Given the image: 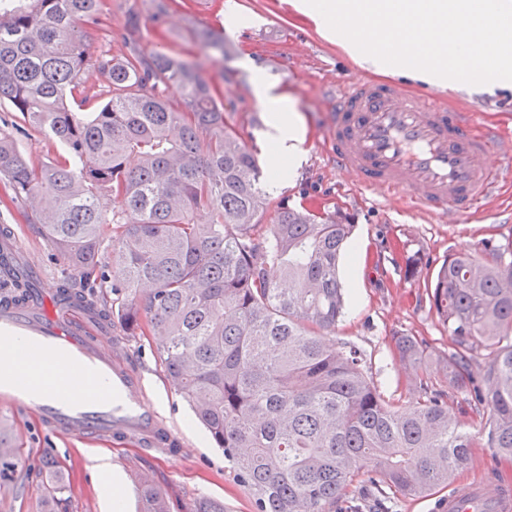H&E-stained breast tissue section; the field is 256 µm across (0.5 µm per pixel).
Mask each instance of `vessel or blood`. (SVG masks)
I'll return each instance as SVG.
<instances>
[{
    "label": "vessel or blood",
    "mask_w": 512,
    "mask_h": 512,
    "mask_svg": "<svg viewBox=\"0 0 512 512\" xmlns=\"http://www.w3.org/2000/svg\"><path fill=\"white\" fill-rule=\"evenodd\" d=\"M329 159L357 186L396 194L456 222L483 205L503 178L491 155L512 153V142L476 126L472 114L452 110L431 93H411L395 83L356 76L330 100ZM56 298L33 294L26 305L0 308V338H22L40 364H69L92 372L107 386L68 399L45 385L5 375L13 361L0 352V399L37 410L62 436H147L163 445L169 430L134 394L128 366L91 344L73 315L58 316ZM444 512H512V496L485 484L458 488Z\"/></svg>",
    "instance_id": "vessel-or-blood-1"
}]
</instances>
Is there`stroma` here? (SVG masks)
Returning <instances> with one entry per match:
<instances>
[{"mask_svg": "<svg viewBox=\"0 0 512 512\" xmlns=\"http://www.w3.org/2000/svg\"><path fill=\"white\" fill-rule=\"evenodd\" d=\"M250 28L226 29L225 0H175L163 24L146 22L140 43L147 50L178 52L199 63L216 81L224 104L233 112L246 142L266 160V114L255 91V73L288 95L306 124L305 162L294 178L269 192L263 223H272L279 207L309 202L350 216L352 250L343 252L339 274L346 310L336 339L364 353L366 371L385 398L410 405L422 398L418 383L401 372L392 338L407 334L425 341L426 363L434 365L448 348V331L430 311L426 289L448 254L480 251L487 240L512 241V177L501 182L488 204L455 224H444L404 198L354 186L327 158V131L333 116L328 92L336 82L359 75L360 67L335 41L300 14L292 0H238ZM149 14L150 0H111L105 38L95 52L125 51L124 18L128 9ZM214 28L224 33L227 55L216 63L194 45L190 33ZM454 108L475 114L512 141V92L483 93L469 85L444 89ZM0 227L28 262L41 284L54 292L61 264L36 225L27 223L22 206L0 202ZM417 273L405 275L407 263ZM100 344L122 359L137 381L135 393L171 432L172 446L146 440L76 441L47 427L38 412L0 402V446L10 449L17 470L0 481V512H107L102 484L112 472L125 481L126 512H138L140 480H148L168 499L171 512H189L200 498L223 501L227 512H253L247 488L222 450L214 448L177 390L168 381L157 345L150 336L129 335L120 324L94 321ZM474 462L464 481L485 480L512 486V462L493 457L490 448L472 450Z\"/></svg>", "mask_w": 512, "mask_h": 512, "instance_id": "1", "label": "stroma"}]
</instances>
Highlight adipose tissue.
Listing matches in <instances>:
<instances>
[{"instance_id":"adipose-tissue-1","label":"adipose tissue","mask_w":512,"mask_h":512,"mask_svg":"<svg viewBox=\"0 0 512 512\" xmlns=\"http://www.w3.org/2000/svg\"><path fill=\"white\" fill-rule=\"evenodd\" d=\"M254 85L259 100L270 115L267 133L272 187L293 178L304 159L302 144L305 123L288 96L278 93L263 75H255Z\"/></svg>"}]
</instances>
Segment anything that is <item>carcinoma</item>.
Returning <instances> with one entry per match:
<instances>
[{
  "mask_svg": "<svg viewBox=\"0 0 512 512\" xmlns=\"http://www.w3.org/2000/svg\"><path fill=\"white\" fill-rule=\"evenodd\" d=\"M105 6L0 0V102L61 147L35 162L18 150V129L0 126V185L62 261L57 297L81 305L75 279H112V307L87 311L157 338L168 381L224 450L254 512H333L360 483L389 512V492L420 497L447 486L478 445L448 417L447 392L421 375L424 397L394 404L366 375L362 353L336 342L338 258L350 218L283 206L274 223H261L268 202L259 161L229 122L217 84L177 54L145 51L135 10L126 13L125 54L94 53ZM194 38L224 61V33L197 30ZM91 72L109 100L76 112L69 100L90 102ZM114 196L124 207L111 213ZM105 224L115 237L108 267L99 259ZM509 256L512 246L492 240L477 255L451 253L426 291L448 330L436 371L465 394L486 447L507 461ZM14 285L7 304L25 303L39 287ZM394 344L402 369L418 373L424 342L401 335ZM139 495L141 512H169L154 486Z\"/></svg>",
  "mask_w": 512,
  "mask_h": 512,
  "instance_id": "cac0c4a2",
  "label": "carcinoma"
}]
</instances>
